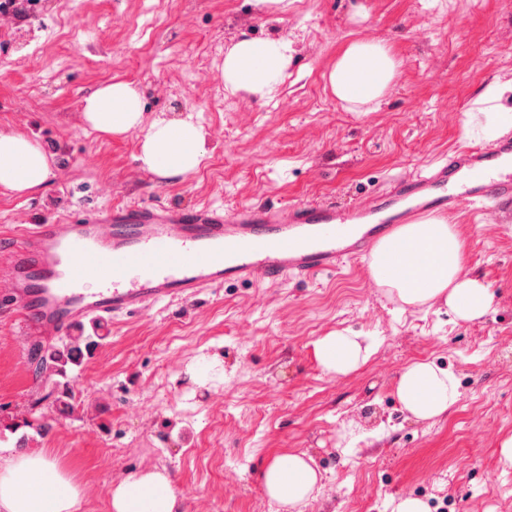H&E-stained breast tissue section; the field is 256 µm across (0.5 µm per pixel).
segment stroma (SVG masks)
Segmentation results:
<instances>
[{
  "mask_svg": "<svg viewBox=\"0 0 512 512\" xmlns=\"http://www.w3.org/2000/svg\"><path fill=\"white\" fill-rule=\"evenodd\" d=\"M293 40L271 101L230 94L217 75L241 34ZM386 45L399 63L379 104L349 110L328 73L353 41ZM512 77V0H42L37 20L0 26V129L45 150L51 175L0 189V238L78 209L157 203L231 210L309 201L352 207L458 148L466 112ZM136 83L144 124L193 118L209 154L162 178L138 159L142 131L103 135L82 120L100 85ZM465 242L462 275L491 291L488 313L461 321L441 305L401 306L367 261L277 285L232 283L193 302L108 317L91 354L66 376L36 375L34 344L0 293V443L52 451L83 491L79 512H110L127 475L167 469L182 512H284L260 470L312 454L323 488L303 512H512V222L490 207L451 213ZM337 330L370 336L358 370L326 374L314 344ZM430 361L459 382V402L418 421L396 381ZM75 409L60 411L59 385ZM49 425L48 433L36 423Z\"/></svg>",
  "mask_w": 512,
  "mask_h": 512,
  "instance_id": "35a3bbf8",
  "label": "stroma"
}]
</instances>
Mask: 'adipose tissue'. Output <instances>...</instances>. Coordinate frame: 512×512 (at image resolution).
Listing matches in <instances>:
<instances>
[{
  "instance_id": "obj_1",
  "label": "adipose tissue",
  "mask_w": 512,
  "mask_h": 512,
  "mask_svg": "<svg viewBox=\"0 0 512 512\" xmlns=\"http://www.w3.org/2000/svg\"><path fill=\"white\" fill-rule=\"evenodd\" d=\"M294 49L285 38L242 37L224 54V86L258 99L271 97L281 84ZM398 63L382 44L351 43L337 58L328 81L337 99L351 108L379 103L395 78ZM512 78L490 83L479 97L480 109L468 113L465 139L493 142L512 130ZM83 115L92 131L123 134L144 129L140 160L145 169L169 178L195 172L208 150L202 126L192 119L143 122V101L128 81L101 85L84 100ZM50 174L42 148L23 133L0 130V187L21 194L43 185ZM464 242L455 225L433 217L404 224L377 245L369 263L375 283L402 304L443 303L463 321L482 318L493 302L489 288L476 279L459 278ZM327 374L346 375L373 353L363 336L336 331L315 343ZM396 394L403 409L418 420L439 417L460 398L454 375L429 361H416L400 373ZM322 475L306 452L276 456L260 473L272 501L297 512L321 490ZM174 476L166 471L136 472L113 489L111 512H181ZM81 491L45 450L0 454V512H77Z\"/></svg>"
}]
</instances>
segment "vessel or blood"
<instances>
[{
	"instance_id": "1",
	"label": "vessel or blood",
	"mask_w": 512,
	"mask_h": 512,
	"mask_svg": "<svg viewBox=\"0 0 512 512\" xmlns=\"http://www.w3.org/2000/svg\"><path fill=\"white\" fill-rule=\"evenodd\" d=\"M466 204L512 211V138L458 150L350 209L140 204L43 219L0 249V280L30 328L58 335L93 316L188 303L228 282L276 284L333 272L370 257L397 225Z\"/></svg>"
}]
</instances>
